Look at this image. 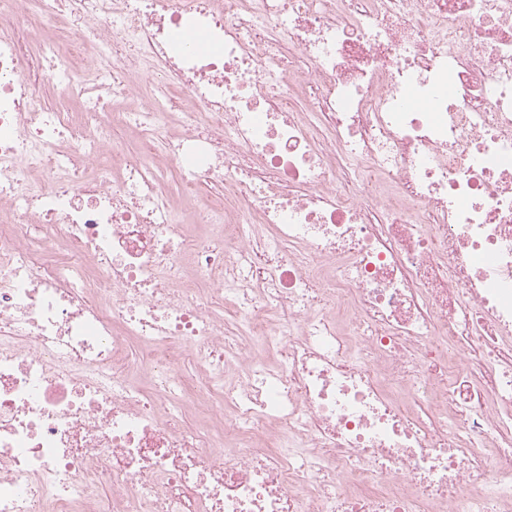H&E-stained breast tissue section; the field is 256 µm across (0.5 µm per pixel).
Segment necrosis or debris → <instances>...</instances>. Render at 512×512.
<instances>
[{"label":"necrosis or debris","mask_w":512,"mask_h":512,"mask_svg":"<svg viewBox=\"0 0 512 512\" xmlns=\"http://www.w3.org/2000/svg\"><path fill=\"white\" fill-rule=\"evenodd\" d=\"M0 512H512V0H0Z\"/></svg>","instance_id":"1"}]
</instances>
